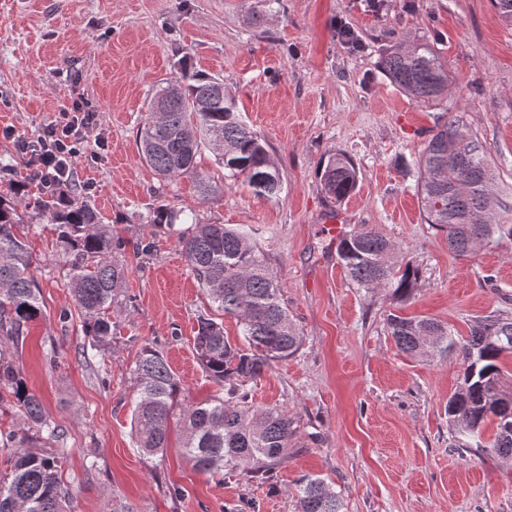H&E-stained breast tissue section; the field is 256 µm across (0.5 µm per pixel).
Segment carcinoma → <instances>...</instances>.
Listing matches in <instances>:
<instances>
[{"mask_svg":"<svg viewBox=\"0 0 512 512\" xmlns=\"http://www.w3.org/2000/svg\"><path fill=\"white\" fill-rule=\"evenodd\" d=\"M383 75L421 103L448 98V67L430 43L419 40L390 47L380 61ZM180 77L156 86L147 100V117L137 130L140 159L166 180L190 178L201 198L212 199L222 185L198 170L197 156L207 149L224 169V183H240L259 197L274 199L283 182L265 141L243 119L235 94L224 80L195 70L190 57L179 61ZM417 188L426 223L446 233L449 250L469 257L481 246L512 241V218L497 214L499 175L480 139L462 130L450 115L439 125L415 159ZM325 195L337 202L358 186L353 160L331 153L319 164ZM25 186L0 194V336L23 335L40 313L39 288L31 274L32 255L16 210ZM49 215L58 239L75 253L67 284L83 318L90 347L106 350L115 326L108 309L119 302L127 269L114 258L126 242L112 235L91 205L75 200L35 199ZM181 211L162 206L148 223L173 225ZM186 264L215 312L233 317L243 343L224 336L223 322L208 313L197 317L193 349L220 394L185 403L183 453L205 474H236L251 482L270 483L288 459V446L300 417L280 406L257 409L252 385L271 363L285 360L302 346L301 331L283 302L277 276L244 228L232 224H196L178 234ZM336 253L347 276L368 292L385 290L408 297L417 287L419 268L383 235L365 225L345 232ZM397 347L439 363L460 361V381L448 398L446 412L456 448H488L512 456V386L499 361L512 353V319L496 311L475 320L468 336H456L433 319L387 315ZM133 383L131 425L138 451L157 454L167 448L172 409L181 387L162 355L141 347L130 370ZM0 402L17 407L36 427L40 439L64 444L66 435L42 413L40 401L21 386L12 365L0 352ZM496 424L492 440L483 441L486 421ZM26 433L0 432V446L13 449L9 472L0 475V512H65L68 489L59 471L62 456L29 449ZM295 512H346L345 504L325 480L307 476L294 492Z\"/></svg>","mask_w":512,"mask_h":512,"instance_id":"cac0c4a2","label":"carcinoma"}]
</instances>
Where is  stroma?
<instances>
[{
  "label": "stroma",
  "mask_w": 512,
  "mask_h": 512,
  "mask_svg": "<svg viewBox=\"0 0 512 512\" xmlns=\"http://www.w3.org/2000/svg\"><path fill=\"white\" fill-rule=\"evenodd\" d=\"M256 10V0H0V166L12 169L0 193L31 176L14 137L36 138L63 106L82 100L98 124L75 163L81 200L114 235L154 243L147 256L123 252L125 293L110 310L116 333L110 348L91 352L81 318L59 322L73 303L70 257L54 225L34 207L19 210L41 313L26 336L1 340L0 349L66 433L70 512H224L246 500L259 512H294L292 492L306 475L331 483L348 512H512V458L450 445L445 408L459 365L402 353L386 321L394 311L434 318L465 336L490 311L512 316V241L469 258L452 254L423 219L411 164L437 124L457 114L487 147L499 199L512 210V28L490 0H380L375 10L364 0H282L265 21ZM340 22L357 44L341 37ZM422 38L448 66L450 94L436 106L411 100L379 69L388 45ZM186 53L236 92L282 175L278 198L235 185L205 201L190 179L162 180L140 160L147 97L177 77ZM334 152L359 169L356 192L340 204L325 197L318 173ZM162 205L186 221L251 227L302 329L299 351L253 385L256 407L301 418L272 484L196 471L175 422L163 454L133 446L130 369L143 344L163 353L186 399L217 393L193 351L208 301L187 270L177 227L148 222ZM329 224H365L394 243L420 268L413 296L356 288L325 234ZM489 274L497 288L486 284Z\"/></svg>",
  "instance_id": "35a3bbf8"
}]
</instances>
